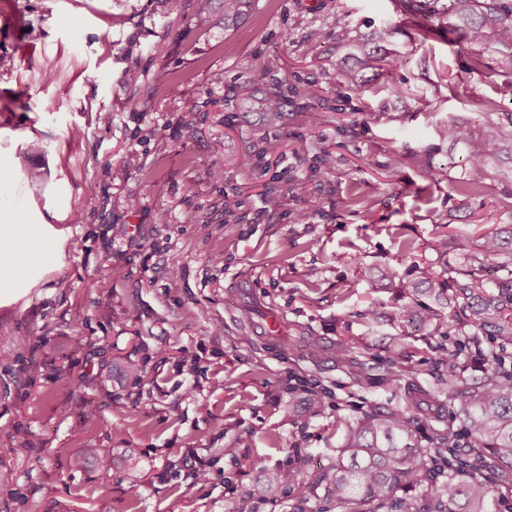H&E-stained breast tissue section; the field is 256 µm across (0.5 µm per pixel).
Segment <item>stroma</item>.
<instances>
[{"mask_svg": "<svg viewBox=\"0 0 512 512\" xmlns=\"http://www.w3.org/2000/svg\"><path fill=\"white\" fill-rule=\"evenodd\" d=\"M345 22L355 42L396 27L402 95L336 42ZM469 56L391 0H255L229 31L218 0L180 16L168 0H0V221L49 250L0 286V512H340L317 479L346 424L402 403L391 360L409 356L430 391L452 361L483 377L492 343L454 306L438 307L447 334L405 335V296L371 287L437 272L443 229L512 225L496 185L452 192L466 150L436 133L489 101L512 112V89ZM256 66L299 91L279 126L224 103ZM161 71L174 80L157 89ZM252 150V168L211 179ZM340 340L355 344L341 368ZM84 448L111 467H74ZM257 459L296 484L263 498Z\"/></svg>", "mask_w": 512, "mask_h": 512, "instance_id": "obj_1", "label": "stroma"}]
</instances>
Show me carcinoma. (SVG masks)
Returning <instances> with one entry per match:
<instances>
[{
    "label": "carcinoma",
    "instance_id": "cac0c4a2",
    "mask_svg": "<svg viewBox=\"0 0 512 512\" xmlns=\"http://www.w3.org/2000/svg\"><path fill=\"white\" fill-rule=\"evenodd\" d=\"M396 10L409 21L423 18V37H442L471 51L470 69L484 72V52L496 55L498 76L512 88V0H393ZM224 30L236 27L252 9L253 0H221ZM391 25L375 34L374 47L360 49L365 68L392 73L402 63L385 51L395 33ZM257 78L236 86L230 96L239 110L263 113L270 126L279 124L288 94L276 83L264 92L266 69L254 68ZM440 135L467 147L466 181L452 186L458 195L485 187L491 176L490 148L504 140L512 142V112L480 113L476 121L454 118L440 128ZM498 209L512 214V170L496 175ZM432 250L441 260L443 273L419 280L403 281L410 300L402 307L403 321L418 328L437 329V311L421 296L448 295L458 307L462 328L470 327L497 342L512 346V230L491 231L481 236L479 247L462 234L437 235ZM498 276L488 278V265ZM492 372L479 381L468 382L456 365L448 369L441 386L429 393L417 383L409 385L403 405L375 407L347 426L338 449L336 464L319 477L328 497L341 512H495L494 495L512 497V370L496 353L489 356ZM457 410L461 427L443 419L445 408ZM430 412L439 427L431 429L428 441L437 444L441 465H431V450L422 446L417 426L423 413ZM466 435L471 446L484 454L462 459L460 439ZM448 470V481L439 482L438 471ZM296 482L294 471L281 468L269 474L266 487L278 491Z\"/></svg>",
    "mask_w": 512,
    "mask_h": 512
}]
</instances>
